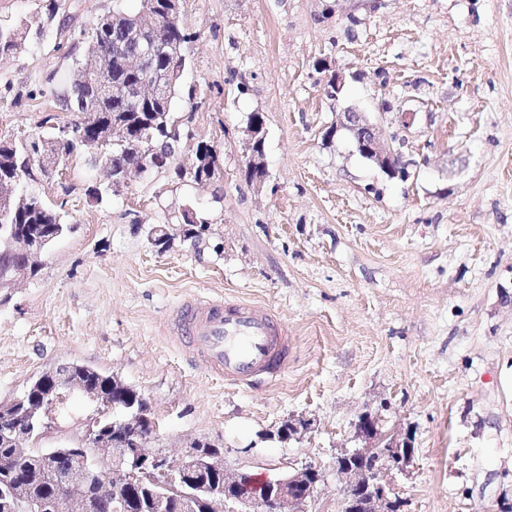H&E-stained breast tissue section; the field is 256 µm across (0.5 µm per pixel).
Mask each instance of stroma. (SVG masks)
<instances>
[{
	"mask_svg": "<svg viewBox=\"0 0 512 512\" xmlns=\"http://www.w3.org/2000/svg\"><path fill=\"white\" fill-rule=\"evenodd\" d=\"M64 3L0 57L2 143L68 123L54 92L85 32L139 6ZM180 22L194 39L170 165L112 193L105 169L74 155L31 183L69 230L36 276L0 290V402L57 364L89 365L143 395L171 454L207 442L227 471L269 479L319 466L309 512H340L329 465L377 412L415 448L395 481L403 512H512V0H184ZM348 109L395 138L406 178L348 132L326 138ZM255 112L260 185L243 149ZM202 142L222 167L208 184L178 175ZM186 209L206 221L201 236L180 226ZM156 224L174 227L168 248L151 243ZM189 296L270 308L293 337L287 372L244 387L190 364L164 326ZM94 408L70 395L42 447L79 437ZM291 416L314 430L269 439Z\"/></svg>",
	"mask_w": 512,
	"mask_h": 512,
	"instance_id": "1",
	"label": "stroma"
}]
</instances>
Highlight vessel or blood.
<instances>
[{
  "label": "vessel or blood",
  "instance_id": "obj_1",
  "mask_svg": "<svg viewBox=\"0 0 512 512\" xmlns=\"http://www.w3.org/2000/svg\"><path fill=\"white\" fill-rule=\"evenodd\" d=\"M173 342L187 345L214 374L233 384L281 376L291 338L271 309L237 301L190 298L168 318Z\"/></svg>",
  "mask_w": 512,
  "mask_h": 512
}]
</instances>
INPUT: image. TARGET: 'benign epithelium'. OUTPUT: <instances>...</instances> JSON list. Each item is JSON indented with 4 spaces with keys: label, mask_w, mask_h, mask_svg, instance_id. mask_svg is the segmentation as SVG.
<instances>
[{
    "label": "benign epithelium",
    "mask_w": 512,
    "mask_h": 512,
    "mask_svg": "<svg viewBox=\"0 0 512 512\" xmlns=\"http://www.w3.org/2000/svg\"><path fill=\"white\" fill-rule=\"evenodd\" d=\"M151 15V9L141 7L137 26L124 37L112 40V56L96 59L86 68V72L102 80V87L112 93L122 111L140 106L147 98L161 97L166 91V77L147 71V65L167 51V45L156 35V25L148 21ZM116 65L125 69L139 67L144 74L139 81L123 85L109 79ZM340 129L355 133L361 155L388 172L389 162L402 157L400 150L385 138L381 126L361 112L348 109L337 113L330 134ZM262 131L253 123L248 125L244 142L248 165L261 170L265 169ZM125 140V129L115 121L98 144L118 146ZM6 242L7 253L25 256L26 263L8 267L0 276L1 289L13 288L30 278L36 261L43 255L41 248L12 236ZM89 370L91 367L83 364H60L40 374L21 397L0 403V425L20 417L28 420L29 430L19 441L24 448L34 447L46 435L49 425L44 418L69 394L78 392L98 405L96 413L85 421L78 443L45 451L47 456L66 455L79 460L78 467L62 476L68 487H95L97 495L112 504V512H134L135 486L152 489L145 512H167L172 501L180 504L181 512H198L203 495L208 497L211 512H224L229 503L244 506L243 512H305L304 506L322 481L316 466L305 464L275 481L246 472L229 474L222 452L199 442L174 459L163 448L146 447L152 439L144 441L128 435L148 411L146 400L110 399L88 389L77 373ZM311 426L310 420L303 417L288 418L277 428L276 435L281 440L297 438ZM354 437L364 446L342 448L331 462L336 475L347 478L341 512H348L353 489L360 493L362 512H398L393 481L397 475L407 473L411 464L414 448L408 436L382 433L379 416L365 412L355 422ZM373 447L378 449L375 457L360 463L364 450ZM0 512H88V505L83 496L74 495L60 509L51 501L28 499L20 487L5 498L0 496Z\"/></svg>",
    "instance_id": "7a95c632"
}]
</instances>
